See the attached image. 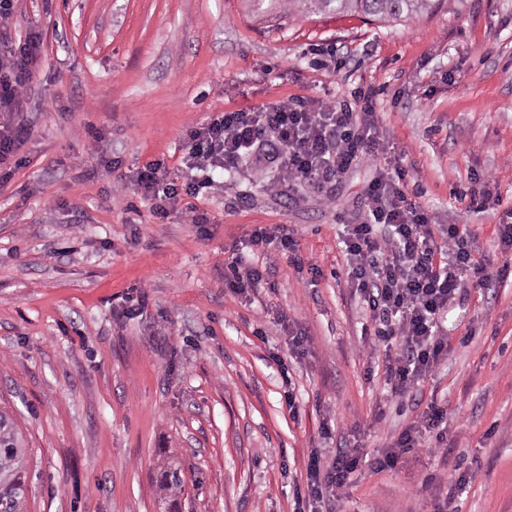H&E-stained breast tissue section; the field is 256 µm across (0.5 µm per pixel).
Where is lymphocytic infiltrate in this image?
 I'll return each mask as SVG.
<instances>
[{
    "label": "lymphocytic infiltrate",
    "instance_id": "1",
    "mask_svg": "<svg viewBox=\"0 0 512 512\" xmlns=\"http://www.w3.org/2000/svg\"><path fill=\"white\" fill-rule=\"evenodd\" d=\"M39 45L34 34L0 52V112L9 116L0 124V165L28 134L15 116L23 109ZM375 123L374 101L365 93L350 104L296 99L249 112H222L182 132L183 184L170 179L161 159L150 161L137 181L156 214L164 217L181 195L196 198L214 191V169L230 172L246 159L256 180L276 166L280 183L309 189L331 206L337 183L353 167H375L364 190L368 216L348 225L343 244L348 275L367 308L378 315L362 334L384 346L387 379L393 395L400 396L447 361L451 347L442 329L445 315L465 288L483 287L490 276L474 260L458 216L449 215L446 224L432 229L428 211L408 191L407 171L376 168L385 146ZM362 462V454L345 452L324 470L319 457L311 456L307 496L322 498L326 485L344 488Z\"/></svg>",
    "mask_w": 512,
    "mask_h": 512
}]
</instances>
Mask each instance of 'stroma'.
<instances>
[{
    "mask_svg": "<svg viewBox=\"0 0 512 512\" xmlns=\"http://www.w3.org/2000/svg\"><path fill=\"white\" fill-rule=\"evenodd\" d=\"M34 31L24 163L0 182V412L28 450L24 512H164L156 479L175 465L180 512H295L311 453L382 456L433 401L445 430L420 432L396 468L362 464L311 512H512V276H496L512 268V0L399 23L279 19L247 0H13L0 40ZM361 90L389 144L379 164L408 170L437 223L458 214L494 275L449 309L447 361L399 398L385 349L359 347L370 311L342 252L372 169H352L333 208L276 187V168L261 184L250 163L216 169L203 231L176 207L156 217L132 185L149 161L176 167L205 116ZM476 173L496 181L481 209ZM276 226L302 266L249 246ZM235 259L270 287L227 290Z\"/></svg>",
    "mask_w": 512,
    "mask_h": 512,
    "instance_id": "obj_1",
    "label": "stroma"
}]
</instances>
